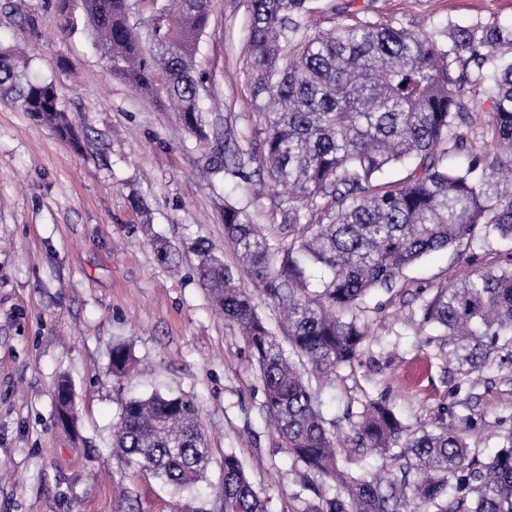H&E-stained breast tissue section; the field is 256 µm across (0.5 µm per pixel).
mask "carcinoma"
<instances>
[{"instance_id":"1","label":"carcinoma","mask_w":512,"mask_h":512,"mask_svg":"<svg viewBox=\"0 0 512 512\" xmlns=\"http://www.w3.org/2000/svg\"><path fill=\"white\" fill-rule=\"evenodd\" d=\"M310 2L247 0L251 96L268 124L263 162L289 191L288 221L299 236L284 249L226 202L224 240L241 267L200 238L199 280L239 328L289 455L322 479L306 512H512V433L484 460L460 428L442 422L408 433L394 407L369 400L351 425L355 445L417 473L369 479L344 468L320 407L329 378L361 354L367 325L358 313L372 291L391 289L431 252L452 247L465 261L492 231L512 238V60L494 55L501 42L512 44V27L455 26L448 45L423 29L368 19L322 31L311 28ZM83 7L112 74L162 98L186 132L203 135L195 58L212 0H162L143 27L131 23L127 0ZM0 99L79 150L54 84L33 76L14 46H0ZM482 113L490 152L472 135ZM212 164L249 182L236 153ZM396 165L407 173L393 180ZM314 265L328 275L312 292ZM242 267L286 311L284 342L239 286ZM421 325L444 337L439 357L457 362L459 375L480 372L512 351V268L489 266L437 288L423 301ZM131 360L129 346L114 345L112 373ZM58 405L61 420L73 421L66 383ZM112 448L177 490L193 488L209 461L195 405L160 393L125 402ZM224 512H266L233 451L224 453Z\"/></svg>"}]
</instances>
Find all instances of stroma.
I'll list each match as a JSON object with an SVG mask.
<instances>
[{
	"label": "stroma",
	"mask_w": 512,
	"mask_h": 512,
	"mask_svg": "<svg viewBox=\"0 0 512 512\" xmlns=\"http://www.w3.org/2000/svg\"><path fill=\"white\" fill-rule=\"evenodd\" d=\"M320 29L370 16L435 33L452 25L512 24V0H315ZM82 0H0V44L20 45L31 69L55 84L78 133L74 151L20 108L0 101V512H224V455L243 462L267 512L316 503L262 408L263 384L237 327L225 321L195 274L192 243L209 240L225 263L223 201L288 244V204L261 161L266 121L251 101L246 0H213L199 47L205 138L182 133L178 113L113 77L83 24ZM237 147L249 182L213 172L216 151ZM166 242L173 266L158 262ZM512 241L487 234L468 261L438 251L408 269L393 292L366 301L370 327L358 363L322 394L340 436L362 400L393 405L408 428L444 417L472 420L486 452L512 431V356L494 357L468 385L469 407L449 406L455 372H442L440 340L421 327L436 288L505 263ZM136 360L113 375L114 344ZM427 364L419 386L403 370ZM69 380L77 416L64 428L56 394ZM198 409L210 462L196 493L166 486L112 449L122 405L153 391Z\"/></svg>",
	"instance_id": "1"
}]
</instances>
